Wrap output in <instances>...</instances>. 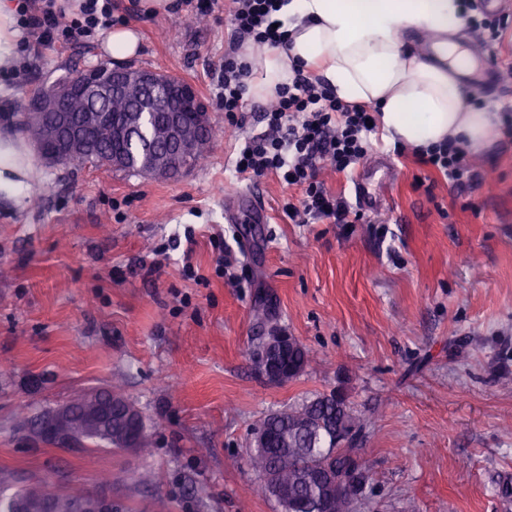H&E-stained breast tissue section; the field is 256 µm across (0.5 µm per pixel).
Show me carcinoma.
<instances>
[{
	"label": "carcinoma",
	"mask_w": 512,
	"mask_h": 512,
	"mask_svg": "<svg viewBox=\"0 0 512 512\" xmlns=\"http://www.w3.org/2000/svg\"><path fill=\"white\" fill-rule=\"evenodd\" d=\"M69 111L83 115L97 114L94 128L87 134L86 146L61 159V163L91 164L95 167L112 166V157L128 155L131 164L127 171L141 172V166L156 159H172L171 147L152 129L161 116L159 112L147 115L145 123L121 135L112 129L124 125L125 117L133 108L131 99L108 97L97 103L75 95L67 100ZM52 113L28 109L23 116V127L34 141L42 138L43 128L50 124ZM214 130L201 137L188 164L203 159L215 139ZM292 369L296 378L309 363L306 347L295 342V347L281 358ZM115 402V423L127 425L126 398L112 391ZM366 430L365 420L351 406L348 395L341 390L319 394L301 403L288 406L265 416L254 433L267 437V446L258 448L246 457L247 466L259 481L271 479L288 491V502L294 512H355L359 502L365 500L366 485L370 481L369 469L364 459V449L359 445L339 441L345 433L361 434ZM81 448H106L120 450L123 442L111 441L96 433L77 434ZM497 497L505 503L512 502V475L504 474L494 485ZM85 490L78 485H61L45 480L36 486L17 484L9 494H0V512H12L18 500L35 498L45 505L43 512H81L80 502Z\"/></svg>",
	"instance_id": "1"
}]
</instances>
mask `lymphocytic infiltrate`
I'll return each instance as SVG.
<instances>
[{"mask_svg":"<svg viewBox=\"0 0 512 512\" xmlns=\"http://www.w3.org/2000/svg\"><path fill=\"white\" fill-rule=\"evenodd\" d=\"M279 0H230V49L224 54L219 85L224 119L229 126L245 124V94L251 65L242 53L244 44L287 48L288 35L276 27ZM112 0H83L79 13L60 24L57 0H19L22 30L39 44H78L94 39L113 22ZM371 107L341 101L325 81L311 71L292 68L275 88L260 115L264 130L241 143L235 172L241 179L278 177L294 195L282 206L292 224H357L364 212L351 207L344 196L328 191L319 179L322 165L349 174L368 153L375 128ZM424 166L440 172L461 189L478 184L468 147L455 140L416 151Z\"/></svg>","mask_w":512,"mask_h":512,"instance_id":"f902f5d3","label":"lymphocytic infiltrate"}]
</instances>
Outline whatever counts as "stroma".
<instances>
[{
	"label": "stroma",
	"mask_w": 512,
	"mask_h": 512,
	"mask_svg": "<svg viewBox=\"0 0 512 512\" xmlns=\"http://www.w3.org/2000/svg\"><path fill=\"white\" fill-rule=\"evenodd\" d=\"M114 19L141 36L126 66L194 83L216 139L204 163L170 179L34 155L22 194L0 196V487L21 471L63 474L89 491L110 481L132 512H280L241 464L252 430L341 387L368 423L358 512H512L492 493L512 473V141L473 152L482 182L462 191L375 132L371 154L395 177L371 223L291 224L277 178L234 173L237 139L263 125L252 99L243 129L224 122L223 9L151 16L117 0ZM455 39L504 76L488 111L512 106V28L496 43L466 27ZM22 58L0 75V136L32 150L19 126L32 93L112 58L97 39L29 43ZM243 191L267 223H227ZM227 247L235 263L221 277ZM264 300L310 354L281 384L256 365L273 326L257 318ZM115 381L145 420L149 453L28 445L23 417Z\"/></svg>",
	"instance_id": "1"
}]
</instances>
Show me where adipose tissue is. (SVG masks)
Instances as JSON below:
<instances>
[{
  "instance_id": "ef3b65f1",
  "label": "adipose tissue",
  "mask_w": 512,
  "mask_h": 512,
  "mask_svg": "<svg viewBox=\"0 0 512 512\" xmlns=\"http://www.w3.org/2000/svg\"><path fill=\"white\" fill-rule=\"evenodd\" d=\"M277 16L290 47H245L254 74L248 96L269 97L303 64L319 69L340 99L376 107L390 141L420 148L451 138L473 151L496 141L492 113L468 105L455 76L458 0H285ZM421 33L430 35V51L410 43Z\"/></svg>"
}]
</instances>
